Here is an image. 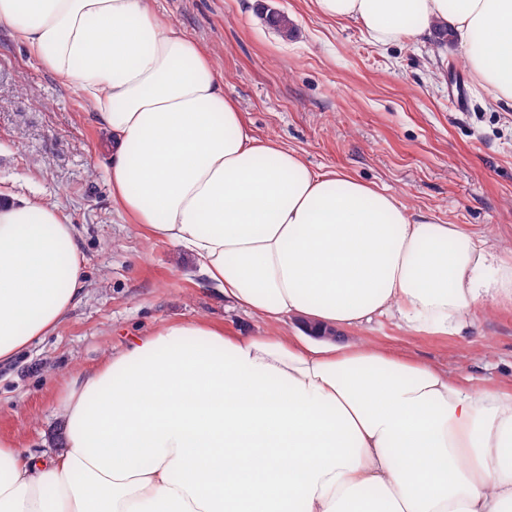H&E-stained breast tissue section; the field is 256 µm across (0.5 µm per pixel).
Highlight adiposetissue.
I'll list each match as a JSON object with an SVG mask.
<instances>
[{
    "mask_svg": "<svg viewBox=\"0 0 512 512\" xmlns=\"http://www.w3.org/2000/svg\"><path fill=\"white\" fill-rule=\"evenodd\" d=\"M384 48L446 31L512 108V0H313ZM39 66L112 135V205L195 259L272 330L201 319L140 336L75 376L50 459L0 439V512H512V392L367 345L274 327L355 328L391 314L445 335L512 295L480 236L342 170L260 140L213 60L148 0H0ZM84 291L56 205L0 204V364Z\"/></svg>",
    "mask_w": 512,
    "mask_h": 512,
    "instance_id": "adipose-tissue-1",
    "label": "adipose tissue"
}]
</instances>
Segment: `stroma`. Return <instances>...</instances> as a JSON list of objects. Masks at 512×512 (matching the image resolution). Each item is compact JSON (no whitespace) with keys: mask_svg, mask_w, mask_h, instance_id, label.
I'll use <instances>...</instances> for the list:
<instances>
[{"mask_svg":"<svg viewBox=\"0 0 512 512\" xmlns=\"http://www.w3.org/2000/svg\"><path fill=\"white\" fill-rule=\"evenodd\" d=\"M215 60L247 127L315 169H341L388 189L410 210L459 224L512 250V114L496 110L452 40L372 45L354 22L324 18L312 0H150ZM277 12L292 32L265 21ZM467 98L457 111L453 88ZM111 141L72 87L35 64L0 28V199L59 206L78 230L86 292L57 329L0 365V437L53 455L54 414L80 371L163 323L204 319L267 326L217 294L184 249L150 237L112 205ZM512 385V299L472 308L448 336L416 334L386 317L338 335Z\"/></svg>","mask_w":512,"mask_h":512,"instance_id":"1","label":"stroma"}]
</instances>
